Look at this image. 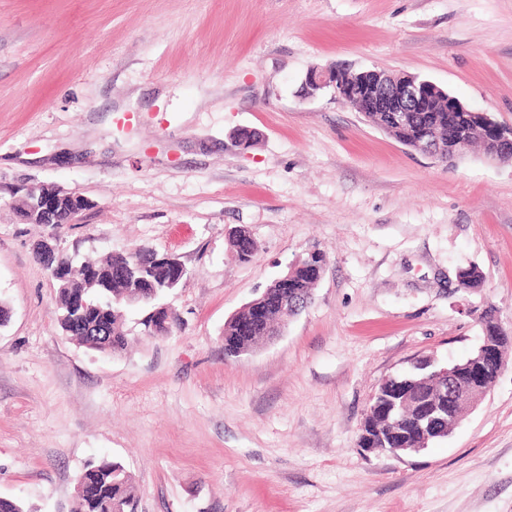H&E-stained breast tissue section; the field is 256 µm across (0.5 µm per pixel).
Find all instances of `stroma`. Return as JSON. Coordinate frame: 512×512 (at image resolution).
<instances>
[{
    "instance_id": "stroma-1",
    "label": "stroma",
    "mask_w": 512,
    "mask_h": 512,
    "mask_svg": "<svg viewBox=\"0 0 512 512\" xmlns=\"http://www.w3.org/2000/svg\"><path fill=\"white\" fill-rule=\"evenodd\" d=\"M336 65L418 76L510 124L512 0H0V498L67 512L105 456L135 512H512V361L425 451L357 445L384 380L478 346L476 311L512 330V166L476 148L441 162L333 91L300 97ZM46 186L89 206L25 223L19 196ZM43 241L178 259L172 333L145 335L141 308L125 351L79 346ZM315 249L312 303L225 359V322ZM470 266L483 284L460 289Z\"/></svg>"
}]
</instances>
